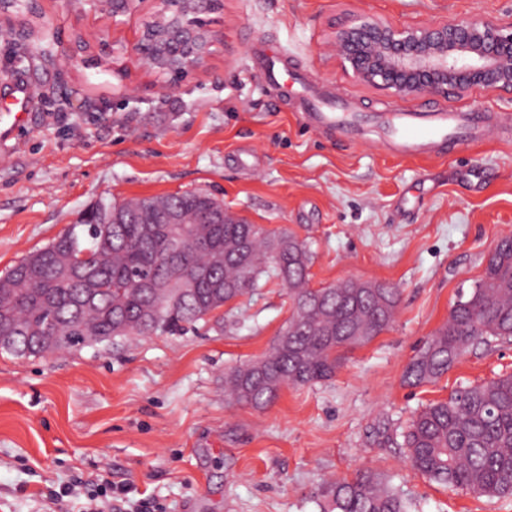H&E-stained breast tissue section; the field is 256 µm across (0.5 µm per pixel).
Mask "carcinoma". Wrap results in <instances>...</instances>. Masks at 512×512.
Here are the masks:
<instances>
[{
	"label": "carcinoma",
	"mask_w": 512,
	"mask_h": 512,
	"mask_svg": "<svg viewBox=\"0 0 512 512\" xmlns=\"http://www.w3.org/2000/svg\"><path fill=\"white\" fill-rule=\"evenodd\" d=\"M173 210L181 224L166 223ZM311 255L294 233L224 223L208 194L99 202L43 248L0 276V350L39 356L108 346L132 335H182L274 276L292 312L261 360L235 368L225 390L261 409L288 383L330 377L338 351L371 342L391 326L397 291L353 280L312 288ZM61 333L48 344L39 333ZM512 340V237L501 239L484 275L452 306L448 321L418 350L405 382L419 386L451 369L477 342ZM412 467L477 495H512V374L466 386L427 405L403 432ZM320 512H410L380 475L326 484Z\"/></svg>",
	"instance_id": "cac0c4a2"
}]
</instances>
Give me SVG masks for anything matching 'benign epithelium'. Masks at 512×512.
Listing matches in <instances>:
<instances>
[{
	"label": "benign epithelium",
	"mask_w": 512,
	"mask_h": 512,
	"mask_svg": "<svg viewBox=\"0 0 512 512\" xmlns=\"http://www.w3.org/2000/svg\"><path fill=\"white\" fill-rule=\"evenodd\" d=\"M220 0H160L134 47L177 79L199 66L212 34L201 15ZM336 56L364 85L398 99L462 95L474 88L512 97V18L405 26L373 17L331 25Z\"/></svg>",
	"instance_id": "obj_1"
}]
</instances>
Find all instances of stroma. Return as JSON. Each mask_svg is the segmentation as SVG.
I'll return each mask as SVG.
<instances>
[{
  "mask_svg": "<svg viewBox=\"0 0 512 512\" xmlns=\"http://www.w3.org/2000/svg\"><path fill=\"white\" fill-rule=\"evenodd\" d=\"M0 17V125L17 85L26 120L0 143V275L98 201L201 192L251 224L289 230L312 253L310 285L353 279L399 291L391 327L343 352L335 375L284 387L263 409L224 393L291 314L268 279L183 335L16 357L0 351V512H78L99 479L156 512H319L326 483L370 469L410 512H512V496L452 489L414 471L402 432L425 405L512 374V342L470 348L436 382L404 383L419 347L512 236V98L441 99L484 112L505 137L406 158L376 132L310 127L299 99L263 84L274 49L318 95L352 112L421 110L361 84L328 44L334 20L397 24L512 14V0H222L209 51L172 80L133 52L157 0L113 21L103 0H40ZM65 489L51 502L47 492Z\"/></svg>",
  "mask_w": 512,
  "mask_h": 512,
  "instance_id": "stroma-1",
  "label": "stroma"
}]
</instances>
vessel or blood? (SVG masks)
<instances>
[{
	"instance_id": "vessel-or-blood-1",
	"label": "vessel or blood",
	"mask_w": 512,
	"mask_h": 512,
	"mask_svg": "<svg viewBox=\"0 0 512 512\" xmlns=\"http://www.w3.org/2000/svg\"><path fill=\"white\" fill-rule=\"evenodd\" d=\"M304 118L318 131H331L346 137L360 134V127L349 123L341 99L319 97L300 89ZM493 136L496 129L477 112H398L384 122L388 144L396 146L400 155L416 156L436 145L467 141L475 130Z\"/></svg>"
}]
</instances>
